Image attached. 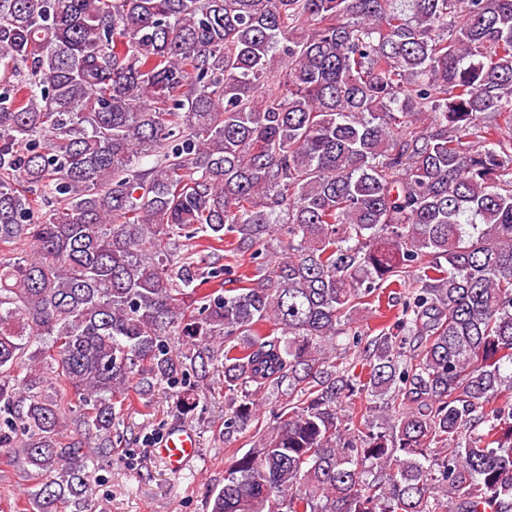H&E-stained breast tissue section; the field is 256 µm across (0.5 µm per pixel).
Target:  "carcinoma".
<instances>
[{"instance_id":"cac0c4a2","label":"carcinoma","mask_w":512,"mask_h":512,"mask_svg":"<svg viewBox=\"0 0 512 512\" xmlns=\"http://www.w3.org/2000/svg\"><path fill=\"white\" fill-rule=\"evenodd\" d=\"M511 128L512 0H0L28 512H90L129 387L194 413L175 335L223 346L224 435L275 400L210 512H512ZM223 242L255 260L236 288ZM384 298L366 362L336 352ZM400 306L392 309V311L386 312L385 317L379 311L373 312L368 310L360 311L354 318L351 324L352 330L357 331L361 336H368L371 338L378 334V330L384 323H390L393 321L395 314L399 312ZM367 338V339H368Z\"/></svg>"}]
</instances>
